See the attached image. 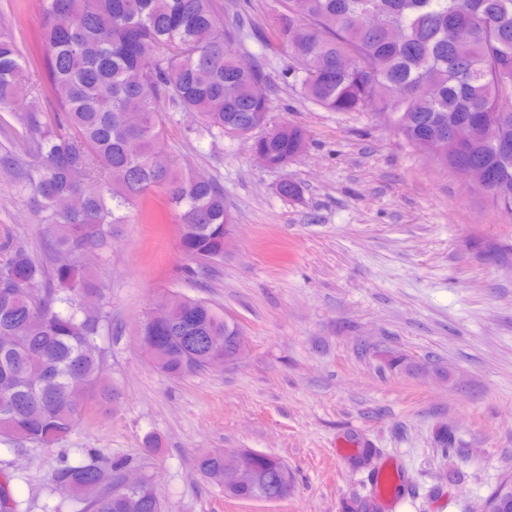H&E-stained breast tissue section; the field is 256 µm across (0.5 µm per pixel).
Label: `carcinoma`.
<instances>
[{"instance_id":"cac0c4a2","label":"carcinoma","mask_w":512,"mask_h":512,"mask_svg":"<svg viewBox=\"0 0 512 512\" xmlns=\"http://www.w3.org/2000/svg\"><path fill=\"white\" fill-rule=\"evenodd\" d=\"M276 37L297 64L303 95L332 112L370 104L391 113L406 141L427 143L430 158L459 174L482 171L484 192L512 211V0H281ZM46 74L28 68L14 39L0 33V112L29 136L33 173L26 188L44 233L71 260L51 274L22 247L0 252V437L49 448L78 426L84 402L112 400L101 377L96 339L104 316L81 308L102 293L84 277L87 254L105 246L112 225L126 224L149 191L159 189L183 225L179 247L203 263L224 254V225L234 221L213 179L161 162L164 105L192 112L212 140L245 137L271 102L253 93L262 68L236 61L240 28L224 22L215 0H41L37 19ZM354 58L349 69L340 66ZM57 104L54 123L40 106L44 86ZM465 122L466 145L453 129ZM271 162L298 157L303 129L281 123L253 141ZM166 317L146 318L140 345L172 379L206 367L205 347L189 336L241 333L224 309L171 294ZM244 464L261 482L224 496L262 501L285 463L259 453ZM235 465L203 452L197 468L218 479ZM128 459L90 453L60 461L55 491L81 512H166L146 489L134 501L110 490ZM8 480L0 512H20Z\"/></svg>"}]
</instances>
